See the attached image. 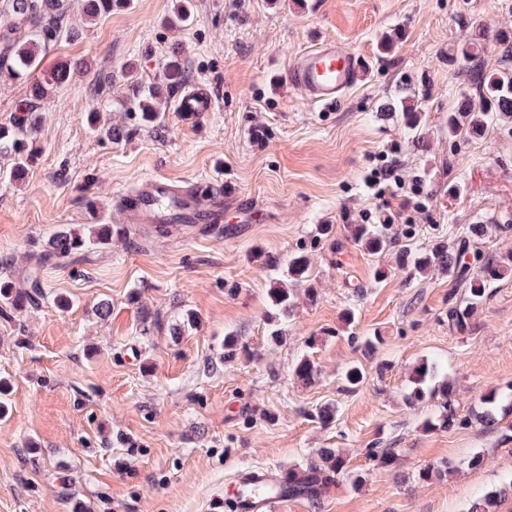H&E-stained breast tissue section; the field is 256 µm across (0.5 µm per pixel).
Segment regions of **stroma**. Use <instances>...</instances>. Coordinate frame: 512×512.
Here are the masks:
<instances>
[{
  "label": "stroma",
  "instance_id": "35a3bbf8",
  "mask_svg": "<svg viewBox=\"0 0 512 512\" xmlns=\"http://www.w3.org/2000/svg\"><path fill=\"white\" fill-rule=\"evenodd\" d=\"M176 0H132L91 21L73 9L74 40L49 47L44 64L85 62L89 70L43 101L46 120L27 178L0 180V280H39V305L0 317V379L9 414L0 421V512H225L240 474L306 467L322 448L349 458L348 475L319 503L288 512H468L512 477V436L477 425L444 429L439 400L408 406L411 376L435 362L459 414L496 395L512 402V274L491 283L466 331L448 310L463 289L451 273L420 275L400 249L453 245L467 225L488 231L482 259L512 256V135L450 141L449 110L471 76L452 61L476 28L512 32V0H192L194 22L165 27ZM394 40L383 50V38ZM353 52L362 72L333 109L309 105L284 82L289 62L315 42ZM204 86L213 111L174 112L166 90L171 61ZM161 85L160 122L129 114L143 84ZM421 113L414 139L385 106L400 86ZM120 125L114 142L93 133L87 115ZM393 152L406 179L421 178V201L376 197L364 184L373 156ZM192 184L227 182L263 210L261 224L232 215L207 228L157 236L132 224L111 245L92 246L64 265L44 260L61 228L87 232L92 207L103 220L113 198L152 177ZM463 191L450 193L451 184ZM386 221L398 245L372 252L354 225ZM303 256L292 281L294 308L272 320L268 262ZM73 299L61 310L54 296ZM112 312L99 319L100 301ZM174 321L200 322L183 336L141 335L140 304ZM281 330L272 340V330ZM235 335L258 359L224 361ZM382 336L376 351L361 339ZM309 356L320 370L303 384L293 367ZM364 382L342 389L345 370ZM334 404L330 425L311 420ZM392 448L393 465L364 454ZM480 466H471L474 455ZM453 461L454 475L420 481L427 465Z\"/></svg>",
  "mask_w": 512,
  "mask_h": 512
}]
</instances>
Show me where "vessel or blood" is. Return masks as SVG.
I'll return each mask as SVG.
<instances>
[{"mask_svg": "<svg viewBox=\"0 0 512 512\" xmlns=\"http://www.w3.org/2000/svg\"><path fill=\"white\" fill-rule=\"evenodd\" d=\"M358 69L355 56L329 40L295 56L285 76L312 105L329 108L341 102ZM213 108L212 96L201 89L183 94L176 103L177 112L188 119ZM115 210L122 224H220L228 211L243 224L262 220L252 198L242 193L214 185L203 197L194 189L174 186L161 177L148 180L137 191L122 194ZM237 486L240 494L235 512H284L292 501L288 494V475L276 469L247 471L238 479Z\"/></svg>", "mask_w": 512, "mask_h": 512, "instance_id": "vessel-or-blood-1", "label": "vessel or blood"}]
</instances>
